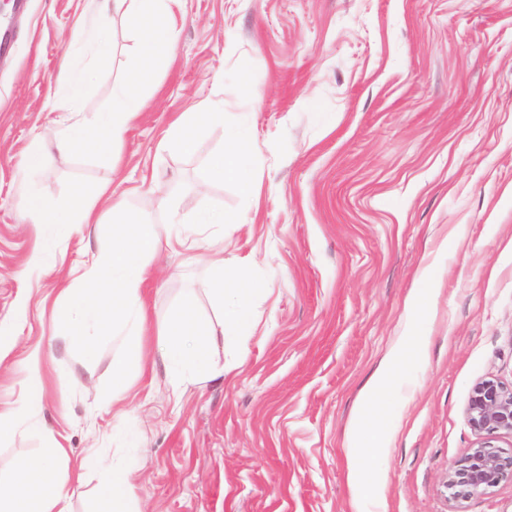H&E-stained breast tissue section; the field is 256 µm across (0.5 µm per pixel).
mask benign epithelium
Listing matches in <instances>:
<instances>
[{"mask_svg": "<svg viewBox=\"0 0 512 512\" xmlns=\"http://www.w3.org/2000/svg\"><path fill=\"white\" fill-rule=\"evenodd\" d=\"M466 415L478 441L448 469L445 487L453 512H463V502L473 495L512 481V451L496 445V433H512V387L494 379L477 383Z\"/></svg>", "mask_w": 512, "mask_h": 512, "instance_id": "benign-epithelium-1", "label": "benign epithelium"}]
</instances>
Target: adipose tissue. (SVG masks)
Returning a JSON list of instances; mask_svg holds the SVG:
<instances>
[{"label": "adipose tissue", "instance_id": "adipose-tissue-1", "mask_svg": "<svg viewBox=\"0 0 512 512\" xmlns=\"http://www.w3.org/2000/svg\"><path fill=\"white\" fill-rule=\"evenodd\" d=\"M131 24L138 31L137 54L141 63L130 79L115 88L112 109L81 117L86 95L89 71L82 64L65 60L61 68L60 84L63 96L59 109L65 118L51 148L37 147L25 157L28 169H42L47 152L58 159H68L74 152L108 156L124 136L128 124L141 112L143 98L140 86L150 74L151 66L171 58L176 48V32L165 9L148 7L132 13ZM230 149L214 155L207 165V178L211 181L232 180L242 192H250L252 185L247 174L253 164L242 133L230 135ZM102 188L79 189L71 203L56 206L38 191L27 198L28 215L35 224H55L62 231H70L78 224L95 221V207L104 196ZM162 231L157 224L129 222L112 232V246L85 270L77 287L62 291L67 334L84 348H91L88 338L91 327H119L130 333H142L144 312L140 304L145 281L147 258L161 242ZM200 259L209 266L217 281L228 280L231 292L214 289L216 298H227L225 317L239 332H247L253 323V309L242 273L226 271L219 251L209 249ZM216 329L203 325L191 304H183L166 326V337L159 346L162 359L170 366L187 371L190 380L206 377L211 370V349L218 339ZM352 443L348 449L351 476L361 483L369 465L373 448L382 435L374 424L354 423ZM56 449H46L43 456L23 463L10 480H0V512H70L65 485L55 468ZM87 466L101 471L102 478L96 489L99 512H133L130 489L132 471L91 457Z\"/></svg>", "mask_w": 512, "mask_h": 512}]
</instances>
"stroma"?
Segmentation results:
<instances>
[{"mask_svg": "<svg viewBox=\"0 0 512 512\" xmlns=\"http://www.w3.org/2000/svg\"><path fill=\"white\" fill-rule=\"evenodd\" d=\"M176 51L154 67L144 105L111 158L78 153L27 172L59 126L65 57L87 28L111 42L84 109L105 112L132 71L135 33L94 0H26L0 11L16 32L0 61V412L22 413L0 443V478L43 449L70 512H94L102 455L135 471L134 512H450L449 466L477 440L466 419L480 380L512 384V0H173ZM192 150L175 119L212 105ZM248 129L252 194L210 182L225 129ZM36 186L51 202L107 187L98 223L70 234L28 224ZM182 201L174 210L162 196ZM224 216V264L253 285L241 336L205 289L196 250L148 258L142 335L70 344L61 291L112 230L136 219L179 230L191 207ZM430 269V311L409 310ZM223 327L198 383L157 352L184 301ZM423 339L386 394L385 441L362 496L346 437L366 389L408 329ZM127 377L112 387V361ZM38 363L44 400L25 408Z\"/></svg>", "mask_w": 512, "mask_h": 512, "instance_id": "stroma-1", "label": "stroma"}]
</instances>
